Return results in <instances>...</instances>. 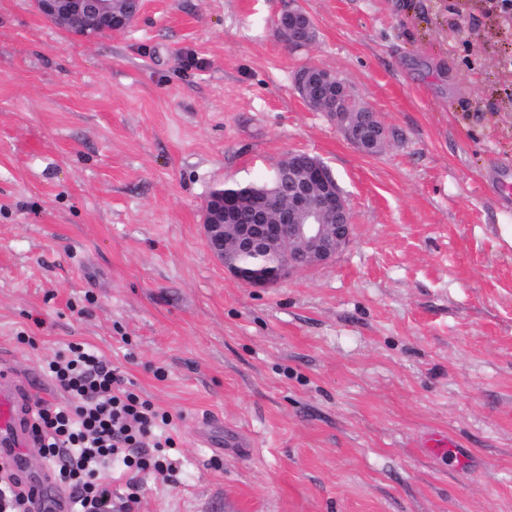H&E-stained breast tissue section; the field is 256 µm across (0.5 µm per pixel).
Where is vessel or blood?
<instances>
[{
  "label": "vessel or blood",
  "instance_id": "vessel-or-blood-1",
  "mask_svg": "<svg viewBox=\"0 0 512 512\" xmlns=\"http://www.w3.org/2000/svg\"><path fill=\"white\" fill-rule=\"evenodd\" d=\"M28 415L22 389L9 376L0 377V455L20 469L26 465L23 450L32 443Z\"/></svg>",
  "mask_w": 512,
  "mask_h": 512
}]
</instances>
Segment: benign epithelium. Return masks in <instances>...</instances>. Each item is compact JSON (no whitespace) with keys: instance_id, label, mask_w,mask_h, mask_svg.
Wrapping results in <instances>:
<instances>
[{"instance_id":"7a95c632","label":"benign epithelium","mask_w":512,"mask_h":512,"mask_svg":"<svg viewBox=\"0 0 512 512\" xmlns=\"http://www.w3.org/2000/svg\"><path fill=\"white\" fill-rule=\"evenodd\" d=\"M144 0H36L46 20L65 31L96 39L129 26L130 2ZM288 44L311 43L314 23L302 11H290ZM302 101L310 108L326 111L336 95L349 96L348 88L330 85L329 71L309 67L298 81ZM356 112L336 113V125L347 141L366 154L386 149L391 133L372 109L357 105ZM290 187L279 190L272 200L258 199L253 204L254 224H236L238 200L215 189L209 195L203 216L207 246L236 281L249 288H270L290 273L324 265L350 240L352 216L347 199L321 161L297 157ZM244 256L259 263L274 261L273 267L251 270L240 264Z\"/></svg>"}]
</instances>
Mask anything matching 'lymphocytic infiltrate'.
Returning a JSON list of instances; mask_svg holds the SVG:
<instances>
[{"mask_svg":"<svg viewBox=\"0 0 512 512\" xmlns=\"http://www.w3.org/2000/svg\"><path fill=\"white\" fill-rule=\"evenodd\" d=\"M46 370L67 394L64 404L41 402L30 433L53 483L68 493V512H111L113 467L127 474L121 512L139 502L138 476H174L176 448L170 413L127 386L121 372L82 343L55 352Z\"/></svg>","mask_w":512,"mask_h":512,"instance_id":"f902f5d3","label":"lymphocytic infiltrate"}]
</instances>
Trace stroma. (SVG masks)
Returning <instances> with one entry per match:
<instances>
[{
    "label": "stroma",
    "mask_w": 512,
    "mask_h": 512,
    "mask_svg": "<svg viewBox=\"0 0 512 512\" xmlns=\"http://www.w3.org/2000/svg\"><path fill=\"white\" fill-rule=\"evenodd\" d=\"M304 65L386 151L305 105ZM510 72L482 0H145L96 42L0 0V373L63 403L42 361L84 342L171 414L177 479L140 474L138 512H512ZM294 152L333 171L351 239L246 287L204 203ZM288 22L287 41L288 45L293 43H301L304 45L296 46L300 48L311 42V36L315 30L314 23L311 18L302 11H290L286 18L281 22L280 29H283L284 23ZM293 48V49H294ZM309 73L298 81L302 101L310 108L326 112L329 105L336 99V94L347 98L336 101V125L347 141L366 154L381 153L389 145L391 133L381 120L379 114L372 109L356 103L349 95L348 88L334 76L329 85V71L309 66ZM336 84H341L336 86ZM359 109L354 108L350 101Z\"/></svg>",
    "instance_id": "stroma-1"
}]
</instances>
